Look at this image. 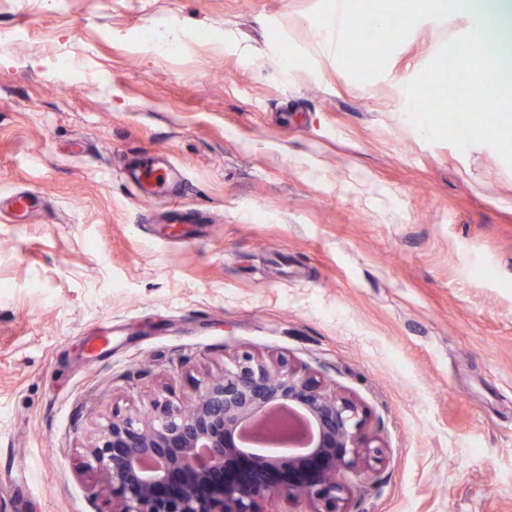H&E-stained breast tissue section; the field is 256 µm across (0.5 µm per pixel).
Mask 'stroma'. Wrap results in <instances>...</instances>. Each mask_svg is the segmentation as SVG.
Returning <instances> with one entry per match:
<instances>
[{"instance_id":"1","label":"stroma","mask_w":512,"mask_h":512,"mask_svg":"<svg viewBox=\"0 0 512 512\" xmlns=\"http://www.w3.org/2000/svg\"><path fill=\"white\" fill-rule=\"evenodd\" d=\"M317 3L0 0V512H104L79 470L113 412L245 351L364 408L385 462L357 512H512V168L405 113L472 19L361 84Z\"/></svg>"}]
</instances>
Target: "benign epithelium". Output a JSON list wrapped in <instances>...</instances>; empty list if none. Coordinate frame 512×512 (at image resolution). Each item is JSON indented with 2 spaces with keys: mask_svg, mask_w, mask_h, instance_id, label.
Here are the masks:
<instances>
[{
  "mask_svg": "<svg viewBox=\"0 0 512 512\" xmlns=\"http://www.w3.org/2000/svg\"><path fill=\"white\" fill-rule=\"evenodd\" d=\"M382 460L355 399L283 355L244 352L187 404L113 412L83 475L106 512H353Z\"/></svg>",
  "mask_w": 512,
  "mask_h": 512,
  "instance_id": "benign-epithelium-1",
  "label": "benign epithelium"
}]
</instances>
